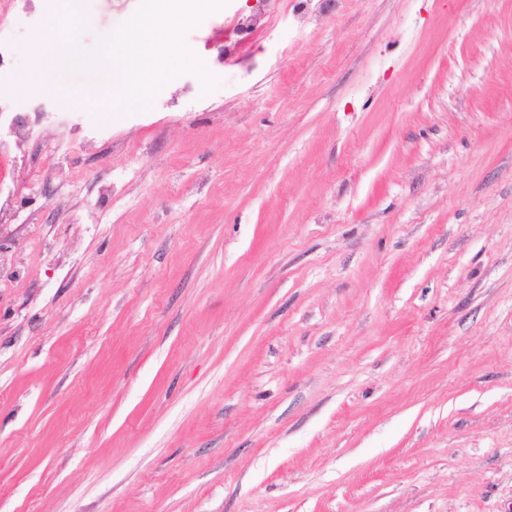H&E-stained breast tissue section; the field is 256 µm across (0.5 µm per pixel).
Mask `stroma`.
Returning <instances> with one entry per match:
<instances>
[{
  "mask_svg": "<svg viewBox=\"0 0 512 512\" xmlns=\"http://www.w3.org/2000/svg\"><path fill=\"white\" fill-rule=\"evenodd\" d=\"M58 14L0 0V512H512V0H228L130 115Z\"/></svg>",
  "mask_w": 512,
  "mask_h": 512,
  "instance_id": "35a3bbf8",
  "label": "stroma"
}]
</instances>
